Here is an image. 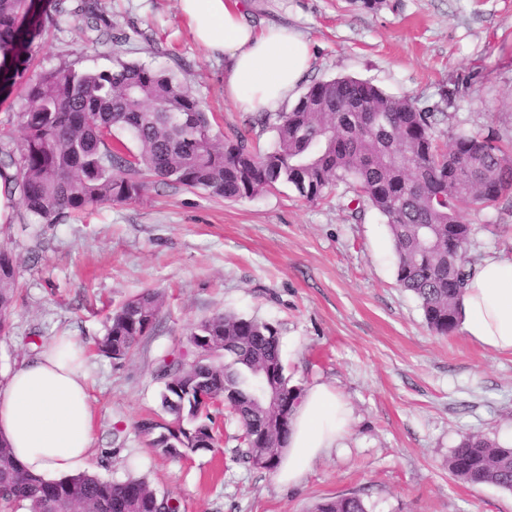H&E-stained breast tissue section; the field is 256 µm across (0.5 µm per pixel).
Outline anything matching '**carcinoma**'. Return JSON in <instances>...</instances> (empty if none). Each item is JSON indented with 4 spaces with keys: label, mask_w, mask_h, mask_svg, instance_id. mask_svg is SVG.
I'll use <instances>...</instances> for the list:
<instances>
[{
    "label": "carcinoma",
    "mask_w": 512,
    "mask_h": 512,
    "mask_svg": "<svg viewBox=\"0 0 512 512\" xmlns=\"http://www.w3.org/2000/svg\"><path fill=\"white\" fill-rule=\"evenodd\" d=\"M81 14L87 28L104 36L108 26L97 0H0V93H23L18 115L23 135L16 147L0 146L4 192L18 194L28 214L57 224L88 209L138 199L155 182L197 189L236 201L292 187L315 203L339 186L349 193L345 209L357 220L371 208L386 219L397 282L421 302L436 335L458 327L457 301L473 270L466 259L473 208L512 207V133L493 129L462 133L441 143L438 127L448 113L407 96L389 95L366 80L334 77L312 83L286 112H260L257 123H274L276 140L256 150L242 131L222 141L208 113L176 75L142 63L115 60L108 69L73 66L27 76L35 40L53 17ZM136 145L114 146L115 132ZM22 296L16 272L0 274V335ZM164 296L148 290L113 309L97 349L125 358L153 330ZM209 336L211 357L193 366L181 352L164 366L162 405L173 422L191 423L173 448H153L171 458L197 452L196 435L215 425L199 409L197 391L224 398L237 419V436L248 460L264 454L279 462L290 422L262 444L251 434L268 426L276 409L293 414L301 389L289 385L280 354V333L256 317L220 314L191 328ZM276 370L278 402L255 399L259 371ZM448 472L470 485L491 484L512 492V448L480 435L463 437L448 456ZM0 512H178L172 499L144 478L105 480L87 472L45 480L29 474L0 442ZM314 512H369L357 495L326 498Z\"/></svg>",
    "instance_id": "1"
}]
</instances>
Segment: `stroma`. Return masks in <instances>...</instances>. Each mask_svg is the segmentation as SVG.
Segmentation results:
<instances>
[{"mask_svg": "<svg viewBox=\"0 0 512 512\" xmlns=\"http://www.w3.org/2000/svg\"><path fill=\"white\" fill-rule=\"evenodd\" d=\"M112 41L98 43L78 16L48 23L31 75L113 58L184 79L213 132L250 131L260 150L271 126L251 121L224 93V57L192 37L178 0H99ZM260 23H285L311 43L306 77L351 76L386 93L440 105L449 134L512 126V0H387L369 12L352 0H243ZM340 193L309 203L288 187L238 201L152 185L139 200L37 224L21 204L0 223L25 301L0 336V384L58 336L85 347L95 423L91 473L147 478L179 512H311L325 497L358 494L370 512H512V493L448 472L466 434H512V351L454 332L433 335L419 300L396 279L384 218H349ZM471 258L512 255V212L474 209ZM154 289L155 328L127 358L99 354L107 313ZM220 313L278 326L291 385L332 387L353 410L343 448L317 459L303 481L238 459L223 421L207 452L157 454L139 428L160 415L163 360L187 347L191 327Z\"/></svg>", "mask_w": 512, "mask_h": 512, "instance_id": "35a3bbf8", "label": "stroma"}]
</instances>
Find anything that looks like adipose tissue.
Wrapping results in <instances>:
<instances>
[{
	"instance_id": "ef3b65f1",
	"label": "adipose tissue",
	"mask_w": 512,
	"mask_h": 512,
	"mask_svg": "<svg viewBox=\"0 0 512 512\" xmlns=\"http://www.w3.org/2000/svg\"><path fill=\"white\" fill-rule=\"evenodd\" d=\"M194 38L226 64L224 92L241 111L276 112L295 97L311 45L286 25L258 27L240 0H179ZM459 329L483 347L512 351V257L476 265L458 305ZM83 343L57 337L0 386V438L30 473L50 480L89 467L94 412ZM350 408L328 386L306 390L291 418L279 483H301L313 461L339 448Z\"/></svg>"
}]
</instances>
